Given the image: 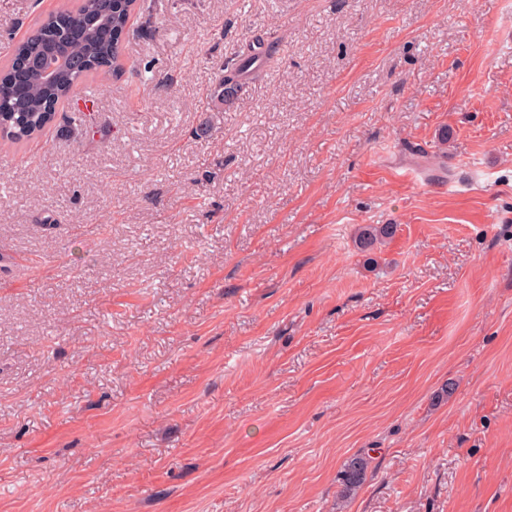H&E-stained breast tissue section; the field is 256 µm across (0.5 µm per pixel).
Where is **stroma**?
I'll list each match as a JSON object with an SVG mask.
<instances>
[{"mask_svg":"<svg viewBox=\"0 0 512 512\" xmlns=\"http://www.w3.org/2000/svg\"><path fill=\"white\" fill-rule=\"evenodd\" d=\"M73 3L0 0V65ZM129 26L0 138V512H512V0ZM397 225L394 224H368L358 229L356 244L361 252H371L378 245L394 237ZM366 468V459L356 457L350 460L344 470V474L342 475L344 493H350L363 483Z\"/></svg>","mask_w":512,"mask_h":512,"instance_id":"1","label":"stroma"}]
</instances>
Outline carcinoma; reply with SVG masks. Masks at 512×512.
Listing matches in <instances>:
<instances>
[{"label":"carcinoma","instance_id":"carcinoma-1","mask_svg":"<svg viewBox=\"0 0 512 512\" xmlns=\"http://www.w3.org/2000/svg\"><path fill=\"white\" fill-rule=\"evenodd\" d=\"M127 0H80L74 8L50 15L17 43L10 64L0 71V136L18 143L41 134L56 119L57 107L90 75L122 67V42L129 30ZM61 55L67 61L56 81H45L39 70L44 55ZM254 55L224 63L222 83L236 85ZM395 224H368L358 229L356 244L371 252L392 239ZM367 461L350 460L343 474L344 492L359 487Z\"/></svg>","mask_w":512,"mask_h":512}]
</instances>
